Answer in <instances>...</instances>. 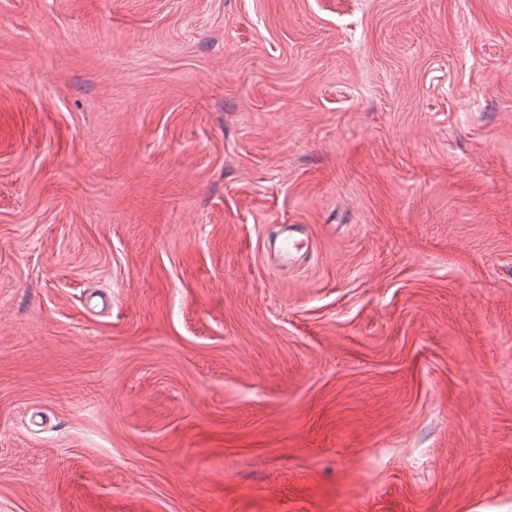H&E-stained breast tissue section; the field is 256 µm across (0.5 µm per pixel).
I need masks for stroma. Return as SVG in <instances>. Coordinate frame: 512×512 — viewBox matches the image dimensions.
Wrapping results in <instances>:
<instances>
[{"label": "stroma", "instance_id": "1", "mask_svg": "<svg viewBox=\"0 0 512 512\" xmlns=\"http://www.w3.org/2000/svg\"><path fill=\"white\" fill-rule=\"evenodd\" d=\"M0 512H512V0H0ZM280 238V240H278ZM270 249L283 264L293 265L306 255L309 239L304 224H279L276 239L268 238ZM307 241V245L305 242ZM304 249L303 252L301 250Z\"/></svg>", "mask_w": 512, "mask_h": 512}]
</instances>
